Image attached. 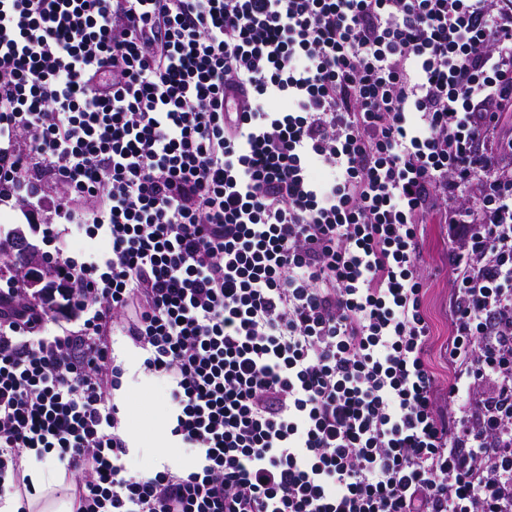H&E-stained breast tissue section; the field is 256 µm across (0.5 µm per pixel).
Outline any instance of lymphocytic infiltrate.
Segmentation results:
<instances>
[{
    "label": "lymphocytic infiltrate",
    "mask_w": 512,
    "mask_h": 512,
    "mask_svg": "<svg viewBox=\"0 0 512 512\" xmlns=\"http://www.w3.org/2000/svg\"><path fill=\"white\" fill-rule=\"evenodd\" d=\"M507 112L512 0H0V201L58 218L46 288L0 276V478L34 448L74 512H512ZM114 334L193 465L125 467ZM423 275L426 279L424 304L432 325L429 362L438 384L447 389L451 379L444 348L448 343L450 314V271L448 251L450 243L445 224H423Z\"/></svg>",
    "instance_id": "1"
}]
</instances>
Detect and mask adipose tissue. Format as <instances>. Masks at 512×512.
<instances>
[{"label": "adipose tissue", "mask_w": 512, "mask_h": 512, "mask_svg": "<svg viewBox=\"0 0 512 512\" xmlns=\"http://www.w3.org/2000/svg\"><path fill=\"white\" fill-rule=\"evenodd\" d=\"M128 443L130 453L136 454L150 448L160 455L162 462L189 464L191 461L179 437L171 433L170 423L156 426L149 434H131ZM25 475L44 493L43 498L21 502L18 494L7 492L0 495V512H19L20 507H28L29 512H72L70 499L57 498L56 492L61 485L62 476L54 463L40 461L36 450L25 451L22 460Z\"/></svg>", "instance_id": "1"}]
</instances>
